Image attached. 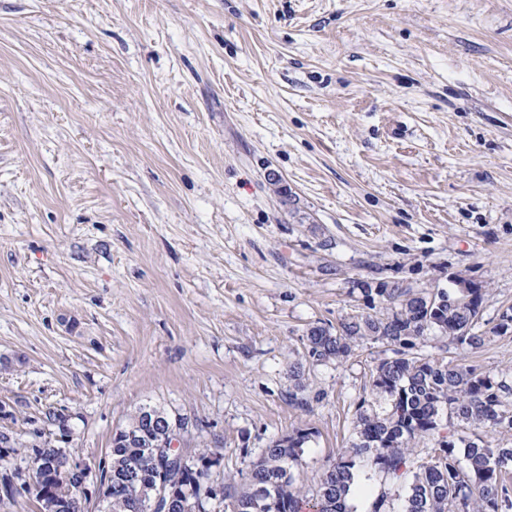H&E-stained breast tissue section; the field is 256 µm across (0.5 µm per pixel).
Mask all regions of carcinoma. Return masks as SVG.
Instances as JSON below:
<instances>
[{
	"label": "carcinoma",
	"mask_w": 512,
	"mask_h": 512,
	"mask_svg": "<svg viewBox=\"0 0 512 512\" xmlns=\"http://www.w3.org/2000/svg\"><path fill=\"white\" fill-rule=\"evenodd\" d=\"M364 293L370 302L380 298L379 310L341 322L334 335L310 329L305 359L342 363L365 341L398 346L395 356L370 370L372 393L386 406L359 404L353 441L310 492L297 486L289 466L299 460L308 434L298 431L272 441L253 464L246 490L234 496L235 512H353L348 496L361 462L405 489L401 512H512L506 482L512 446L491 437L512 431V385L477 364L412 351L413 339L434 330L460 353H475L512 328V307L486 329V289L479 284L428 290L395 282ZM151 434L139 410L112 438L109 512H139L140 496L151 492L156 478ZM424 440L433 444L432 455L419 461L415 447ZM39 476L54 512H75V478L50 471Z\"/></svg>",
	"instance_id": "1"
}]
</instances>
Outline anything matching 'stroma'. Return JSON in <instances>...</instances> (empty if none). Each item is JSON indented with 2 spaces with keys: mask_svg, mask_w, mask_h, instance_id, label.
<instances>
[{
  "mask_svg": "<svg viewBox=\"0 0 512 512\" xmlns=\"http://www.w3.org/2000/svg\"><path fill=\"white\" fill-rule=\"evenodd\" d=\"M454 275L512 305V0H0L7 469L150 406L236 493L304 431L313 487L393 348L310 328ZM471 359L512 380V332Z\"/></svg>",
  "mask_w": 512,
  "mask_h": 512,
  "instance_id": "stroma-1",
  "label": "stroma"
}]
</instances>
